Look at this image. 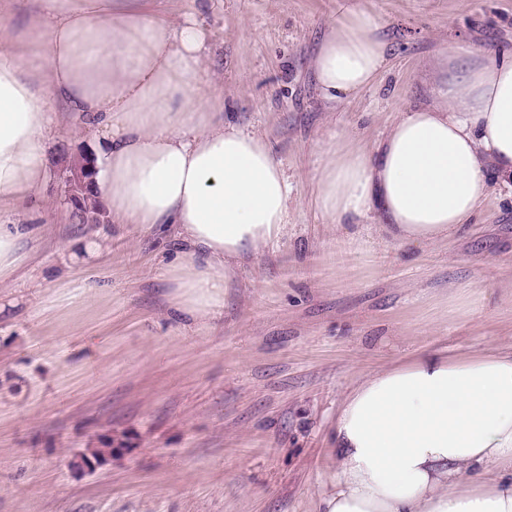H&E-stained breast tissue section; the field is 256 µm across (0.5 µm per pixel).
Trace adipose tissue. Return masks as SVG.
I'll return each mask as SVG.
<instances>
[{
    "instance_id": "ef3b65f1",
    "label": "adipose tissue",
    "mask_w": 512,
    "mask_h": 512,
    "mask_svg": "<svg viewBox=\"0 0 512 512\" xmlns=\"http://www.w3.org/2000/svg\"><path fill=\"white\" fill-rule=\"evenodd\" d=\"M0 50V205L46 174L45 139L61 102L94 130L97 199L117 224L170 231L171 308L197 323L224 308L241 261L278 240L290 187L273 149L211 108L208 31L170 21L160 0H37ZM380 20L344 0L313 59L324 99L372 88L388 60ZM468 60L438 79L428 105L401 113L374 146L335 135L314 177L331 223L376 224L400 246L463 231L490 189L512 179V60L462 45L436 62ZM33 224H0V285L32 259ZM336 476L320 512H512V345L424 351L360 378L340 401ZM498 476L464 482L465 472Z\"/></svg>"
}]
</instances>
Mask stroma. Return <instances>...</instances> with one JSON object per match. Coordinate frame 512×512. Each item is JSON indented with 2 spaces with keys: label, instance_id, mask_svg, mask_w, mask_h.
I'll return each mask as SVG.
<instances>
[{
  "label": "stroma",
  "instance_id": "stroma-1",
  "mask_svg": "<svg viewBox=\"0 0 512 512\" xmlns=\"http://www.w3.org/2000/svg\"><path fill=\"white\" fill-rule=\"evenodd\" d=\"M391 43L376 85L323 100L311 66L342 0H176L211 34L214 111L265 137L291 195L287 231L238 270L224 312L197 326L169 309L159 275L172 244L103 217L108 251L71 266L81 237L60 155L93 133L62 112L44 185L0 224H44L36 264L0 289V512H316L336 473L331 436L360 376L426 348L512 341V188L493 183L469 226L402 247L376 225L316 209L322 147L371 145L425 103L433 63L464 42L512 59V0H360ZM119 449L77 467L104 438Z\"/></svg>",
  "mask_w": 512,
  "mask_h": 512
}]
</instances>
